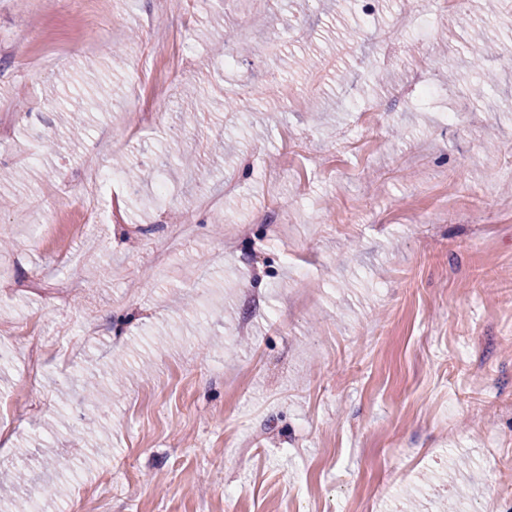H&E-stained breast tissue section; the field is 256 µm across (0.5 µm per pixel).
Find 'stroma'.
I'll return each mask as SVG.
<instances>
[{
  "instance_id": "1",
  "label": "stroma",
  "mask_w": 512,
  "mask_h": 512,
  "mask_svg": "<svg viewBox=\"0 0 512 512\" xmlns=\"http://www.w3.org/2000/svg\"><path fill=\"white\" fill-rule=\"evenodd\" d=\"M172 9L0 0V468L27 475L0 512L47 486L42 512H512V0ZM247 20L249 50L215 52ZM144 78L160 117L132 133ZM69 108L76 145L43 153ZM184 152L200 173L113 182L78 233L87 160Z\"/></svg>"
}]
</instances>
